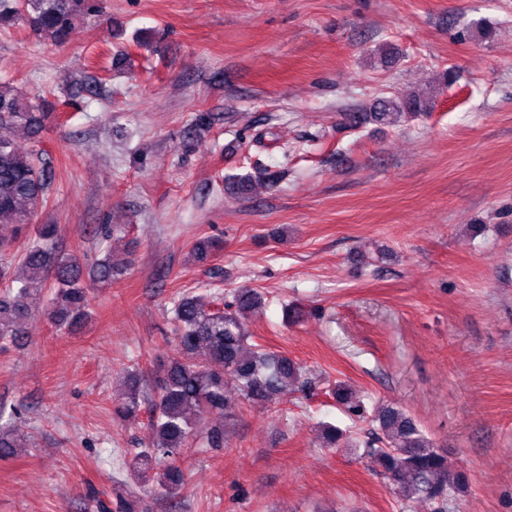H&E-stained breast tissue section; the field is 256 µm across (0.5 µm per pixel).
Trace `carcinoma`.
I'll list each match as a JSON object with an SVG mask.
<instances>
[{"mask_svg": "<svg viewBox=\"0 0 512 512\" xmlns=\"http://www.w3.org/2000/svg\"><path fill=\"white\" fill-rule=\"evenodd\" d=\"M94 11L90 0H0V27L20 23L53 44L70 39L77 22ZM377 119H401L427 112L430 105L417 94L377 101ZM39 118L28 98L8 82H0V224L14 225L11 237H0V351L6 352L23 335L30 301L49 290L43 311L59 331L82 324L90 293L82 284L78 258L54 246L58 228L43 224L35 236L21 239L23 225L32 223L50 185V158L22 152L13 135L18 130L38 132ZM213 308H202L191 293L180 295L171 308L175 324L173 359L153 399V439L136 453L128 467L129 480L151 484L149 491L170 499L186 484L176 455L195 440L209 448L224 447V426H211L207 417L229 419L246 402L272 401L283 390L309 384L303 367L285 355L249 343L240 316L260 307L254 289L235 291L229 303L223 293L213 294ZM204 351L209 362L196 361ZM336 402L351 419L375 424L368 450L382 474L396 484L404 500L423 499L443 512L448 498L466 485L465 476L448 468L447 451L433 442L414 419L392 404L378 405L371 415L360 397L341 382L334 385ZM140 391L137 371L128 374V390L115 399L113 414L128 420L138 415ZM330 448L347 439L341 428L323 425Z\"/></svg>", "mask_w": 512, "mask_h": 512, "instance_id": "obj_1", "label": "carcinoma"}]
</instances>
